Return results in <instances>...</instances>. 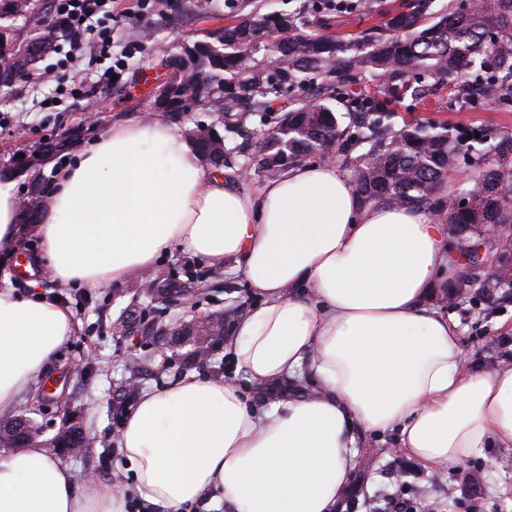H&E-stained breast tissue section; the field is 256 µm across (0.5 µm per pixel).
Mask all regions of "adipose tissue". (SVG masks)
<instances>
[{"instance_id":"obj_1","label":"adipose tissue","mask_w":512,"mask_h":512,"mask_svg":"<svg viewBox=\"0 0 512 512\" xmlns=\"http://www.w3.org/2000/svg\"><path fill=\"white\" fill-rule=\"evenodd\" d=\"M23 219L0 178V245ZM37 234L35 263L62 285L121 283L175 249L241 271L254 302L226 348L267 396L195 374L145 390L118 442L119 485L77 484L45 448H11L0 512H340L360 432H397L429 470L512 447V364L465 370L457 323L429 300L463 272L447 226L362 202L334 163L252 188L203 164L175 125L124 121L58 170ZM74 330L57 301L0 289V416ZM305 373L314 387L293 391Z\"/></svg>"}]
</instances>
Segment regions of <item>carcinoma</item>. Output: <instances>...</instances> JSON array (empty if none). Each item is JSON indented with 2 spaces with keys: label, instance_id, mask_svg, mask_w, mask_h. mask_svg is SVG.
<instances>
[{
  "label": "carcinoma",
  "instance_id": "carcinoma-1",
  "mask_svg": "<svg viewBox=\"0 0 512 512\" xmlns=\"http://www.w3.org/2000/svg\"><path fill=\"white\" fill-rule=\"evenodd\" d=\"M432 3L413 0L383 27L348 39L315 33L302 16L246 17L225 27L216 40L196 42L184 53L165 58L162 65L171 71L173 92L161 107L170 116L191 112L222 90L225 114L231 119L237 112H270L283 89L308 86L311 96L319 99L318 107L293 100L258 150H250L248 142L239 145L251 162L247 171L272 179L301 156L330 144L345 153L356 140L368 145L351 161L354 188L364 202L427 207L441 223L460 232L457 250L468 266L474 262L471 250L492 228L497 231L496 252L511 254L512 194L503 187L512 186V136L504 134L497 141L475 137L465 144L432 121L392 134L384 103L354 95V87L373 77L382 82L387 95L411 90L422 96L424 89L411 87L410 80L429 73L450 85L453 100L464 103L471 96L472 75L487 86L486 97L504 108L512 106V0H483L468 10L456 6L439 17L432 16ZM268 51L277 60L271 69L260 66ZM488 52L498 60L492 70L484 61ZM35 62L0 39L1 86ZM340 101L359 115V126L369 134L356 138L340 129L334 106ZM204 129L197 125L189 140L198 154L213 155L212 166L222 168L227 148L217 150L200 137ZM461 158L473 167V186L457 192L444 206L439 195ZM473 288L512 289V266H499V275L492 280L476 269L471 276L448 283V299L457 297V289L467 295ZM213 318H224V310L209 313L201 326L186 331L196 336V344L206 353L204 359L192 355L186 364H212L220 339L214 334Z\"/></svg>",
  "mask_w": 512,
  "mask_h": 512
}]
</instances>
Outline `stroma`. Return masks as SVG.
I'll list each match as a JSON object with an SVG mask.
<instances>
[{
    "label": "stroma",
    "mask_w": 512,
    "mask_h": 512,
    "mask_svg": "<svg viewBox=\"0 0 512 512\" xmlns=\"http://www.w3.org/2000/svg\"><path fill=\"white\" fill-rule=\"evenodd\" d=\"M213 10L194 14L191 0H166L152 13L138 15L136 0H115L112 25L118 43L142 41L143 50L130 59L119 81L96 90L88 106L57 99L54 110L44 101L57 98L52 78L60 55L51 53L33 68L45 81L20 74L12 84L0 87V173H11L17 181L21 204H28L34 185L52 182L55 171L73 162L80 147L102 136L112 124L133 120L149 122L157 116V101L170 74L158 64L157 46L181 53L196 41L211 40L214 33L242 18L270 12L305 11L309 0H212ZM401 0H358L356 8L333 12L330 34L348 38L383 24L386 10ZM32 72V73H33ZM391 124L401 128L413 120H431L447 125L461 138L479 132L493 138L512 132V109L503 110L481 99L459 106L440 89L422 99L411 95L391 98ZM83 128L78 141L64 149L45 153L46 144L61 141L72 128ZM36 236L23 235L13 245L0 246V268L11 271V286L17 293L40 292L59 301L73 313L77 328L60 350L54 366L44 377L51 390L23 402L17 416L37 421L43 440L59 435L63 427L79 424L100 439L90 453L75 456L62 450L53 456L72 468L76 479L95 470L102 481H118L115 467L117 442L122 427L115 424V406L131 409L142 390L161 387L183 377L188 345L178 330L230 301L251 302L241 273L226 269L218 288L194 290L192 308L172 306L165 321L150 314L151 303L141 278L108 287L61 285L42 273L16 274L18 260L33 258ZM447 312L458 324L465 367L512 363V297L502 292H472L469 298L448 305ZM133 361L144 367L138 388L125 392L117 382L125 366ZM360 457L343 500L342 512H366L362 503L377 498L383 512H512V471L503 470L501 459L511 457V448H490L450 469H424L401 452L393 433H365Z\"/></svg>",
    "instance_id": "obj_1"
}]
</instances>
